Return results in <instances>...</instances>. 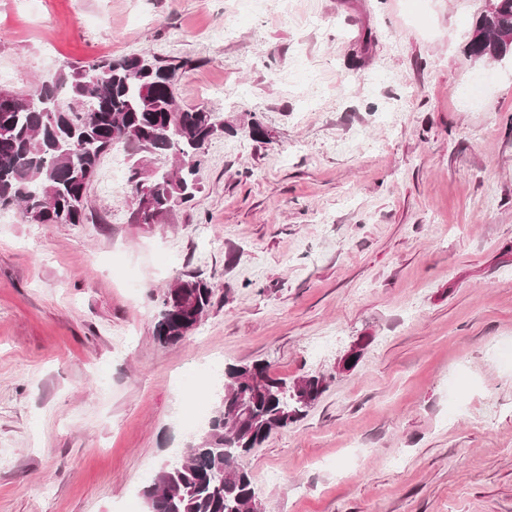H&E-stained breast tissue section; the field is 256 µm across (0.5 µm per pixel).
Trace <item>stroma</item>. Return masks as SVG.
<instances>
[{
  "label": "stroma",
  "mask_w": 512,
  "mask_h": 512,
  "mask_svg": "<svg viewBox=\"0 0 512 512\" xmlns=\"http://www.w3.org/2000/svg\"><path fill=\"white\" fill-rule=\"evenodd\" d=\"M483 7L0 0L1 87L145 52L237 129L154 223L129 169L172 158L132 148L102 158L84 223L0 209V512H145L219 401L204 363L257 359L330 378L242 458L263 512H512V56H468ZM185 275L213 304L163 346ZM213 297V286L198 276L186 275L175 280L159 297L153 330L155 340L164 345L183 341L189 333V317L196 310L206 313Z\"/></svg>",
  "instance_id": "stroma-1"
}]
</instances>
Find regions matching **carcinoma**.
<instances>
[{"label":"carcinoma","mask_w":512,"mask_h":512,"mask_svg":"<svg viewBox=\"0 0 512 512\" xmlns=\"http://www.w3.org/2000/svg\"><path fill=\"white\" fill-rule=\"evenodd\" d=\"M502 31L512 32V0H497L494 11L480 15L469 56L505 57L512 42L497 39ZM178 69L155 57L129 55L50 73L30 94L0 89L11 101V108H0V208L20 207L31 224L83 223L87 187L115 141L179 161L175 171L162 170L146 185L138 169L132 170V192L145 189L149 197L148 208L136 212L138 223H150L177 201L192 200L206 145L217 131L216 112L169 111ZM102 71L105 80L99 82L95 76ZM49 193L57 199L52 212L39 205ZM213 297V286L202 278L175 280L159 297L155 340L183 341L189 317L208 311ZM326 390L320 373L289 383L276 377L266 360L228 366L224 399L201 441L145 486L147 512H260L254 479L240 459L273 432L306 417Z\"/></svg>","instance_id":"cac0c4a2"}]
</instances>
